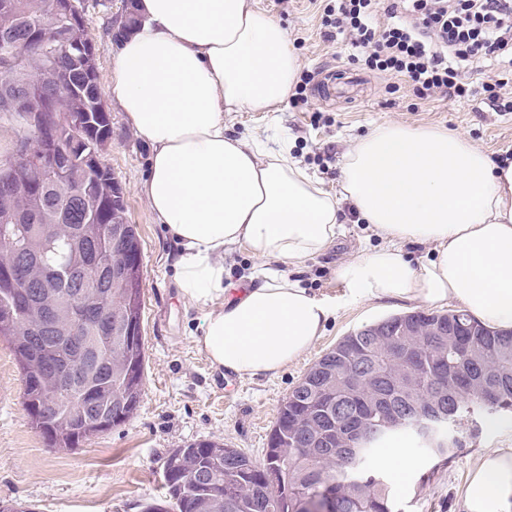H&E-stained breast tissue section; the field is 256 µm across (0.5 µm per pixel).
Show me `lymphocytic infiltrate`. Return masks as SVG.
Listing matches in <instances>:
<instances>
[{
    "instance_id": "f902f5d3",
    "label": "lymphocytic infiltrate",
    "mask_w": 512,
    "mask_h": 512,
    "mask_svg": "<svg viewBox=\"0 0 512 512\" xmlns=\"http://www.w3.org/2000/svg\"><path fill=\"white\" fill-rule=\"evenodd\" d=\"M323 25L326 39L345 37L368 69L407 78L423 99L470 98L462 72H497L480 103L512 112V0H333Z\"/></svg>"
}]
</instances>
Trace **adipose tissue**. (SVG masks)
<instances>
[{"instance_id": "ef3b65f1", "label": "adipose tissue", "mask_w": 512, "mask_h": 512, "mask_svg": "<svg viewBox=\"0 0 512 512\" xmlns=\"http://www.w3.org/2000/svg\"><path fill=\"white\" fill-rule=\"evenodd\" d=\"M141 24L123 39L104 94L151 148L139 187L176 242L175 282L204 313L198 341L214 366L274 377L314 345L331 310L292 266L341 231L342 203L382 246L339 272L352 297L457 302L481 324L512 330V160L493 162L440 127L387 123L346 152L338 193L326 192L285 151L236 137L228 112H275L296 80L287 31L255 0H136ZM431 246L411 267L401 245ZM247 248L277 268L224 285V255ZM466 512H512V448L472 467Z\"/></svg>"}]
</instances>
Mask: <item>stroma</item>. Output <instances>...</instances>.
I'll return each mask as SVG.
<instances>
[{
	"label": "stroma",
	"mask_w": 512,
	"mask_h": 512,
	"mask_svg": "<svg viewBox=\"0 0 512 512\" xmlns=\"http://www.w3.org/2000/svg\"><path fill=\"white\" fill-rule=\"evenodd\" d=\"M288 32V46L302 69L311 71L303 101L286 100L276 112H228L235 135L256 136L267 148L288 146L322 187L339 186L344 155L354 139L396 121L410 127L438 126L460 133L493 160L512 158V115L474 111L468 101L423 100L405 78H383L352 60L344 41L324 35L322 0H257ZM123 0H85L84 19L94 44L99 80L111 74L115 47L110 29ZM112 137L102 158L121 184L127 216L137 227L143 254L147 368L144 395L135 416L75 450L50 447L30 425L23 383L7 340L0 339V501L35 505L36 512H142L166 493L163 462L174 448L217 440L262 464L278 410L309 368L345 336L393 314L413 311L402 302L350 301L338 278L341 265L381 246V239L353 210H345L342 231L324 253L292 273L316 298L334 306L314 346L275 377H238L225 388L223 369L211 364L195 340L204 314L184 300L174 283V243L157 224L138 186L147 173L149 148L115 103H108ZM462 448L448 465L433 467L411 452L408 476L387 473L399 512H463V489L478 454L512 446V412L496 429L461 433ZM431 473L419 485L422 473Z\"/></svg>",
	"instance_id": "stroma-1"
}]
</instances>
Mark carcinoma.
Listing matches in <instances>:
<instances>
[{
	"label": "carcinoma",
	"instance_id": "obj_1",
	"mask_svg": "<svg viewBox=\"0 0 512 512\" xmlns=\"http://www.w3.org/2000/svg\"><path fill=\"white\" fill-rule=\"evenodd\" d=\"M139 22L134 0L112 38ZM84 16L71 0H0V338L15 353L32 427L52 448L75 449L118 427L143 397L145 336L142 249L128 222L121 185L98 162L112 135L89 51ZM20 56L15 66L4 58ZM32 157L10 161L15 135ZM120 264L112 315L83 312L105 364L98 366L63 339L70 323L64 298L76 287L94 301L102 282L68 268ZM52 280L51 306L39 286ZM53 323L55 329L47 327ZM395 342L404 360L380 358ZM81 365L87 378L64 393L48 363ZM356 383L340 387L343 375ZM48 403L52 417L43 415ZM442 405L462 431L476 416L512 410V331L490 330L462 309L399 313L352 332L325 353L279 408L264 463L205 440L165 457L166 496L143 512H303L309 498L330 495V512H397L395 495L371 465L378 451L406 435L391 426ZM457 443L426 448L434 466Z\"/></svg>",
	"mask_w": 512,
	"mask_h": 512
}]
</instances>
